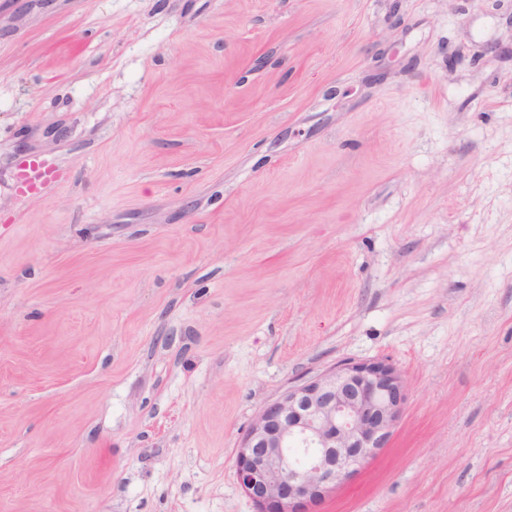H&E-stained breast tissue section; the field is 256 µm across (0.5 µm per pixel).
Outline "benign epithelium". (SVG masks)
I'll use <instances>...</instances> for the list:
<instances>
[{
    "mask_svg": "<svg viewBox=\"0 0 512 512\" xmlns=\"http://www.w3.org/2000/svg\"><path fill=\"white\" fill-rule=\"evenodd\" d=\"M399 370L383 360L343 361L267 402L235 449L240 486L259 512H313L378 450L405 410ZM318 449L292 465L289 446Z\"/></svg>",
    "mask_w": 512,
    "mask_h": 512,
    "instance_id": "obj_1",
    "label": "benign epithelium"
}]
</instances>
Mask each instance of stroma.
I'll use <instances>...</instances> for the list:
<instances>
[{"label":"stroma","mask_w":512,"mask_h":512,"mask_svg":"<svg viewBox=\"0 0 512 512\" xmlns=\"http://www.w3.org/2000/svg\"><path fill=\"white\" fill-rule=\"evenodd\" d=\"M344 360L408 400L316 512H512V0H0V512H258Z\"/></svg>","instance_id":"35a3bbf8"}]
</instances>
